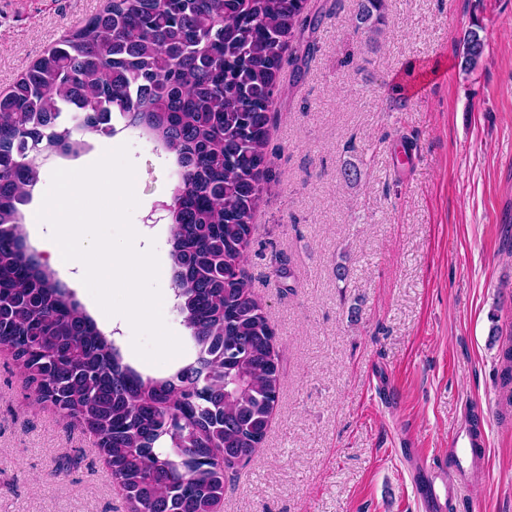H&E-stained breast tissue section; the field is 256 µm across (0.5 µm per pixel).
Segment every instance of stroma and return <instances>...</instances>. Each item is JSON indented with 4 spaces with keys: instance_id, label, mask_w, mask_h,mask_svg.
I'll list each match as a JSON object with an SVG mask.
<instances>
[{
    "instance_id": "1",
    "label": "stroma",
    "mask_w": 512,
    "mask_h": 512,
    "mask_svg": "<svg viewBox=\"0 0 512 512\" xmlns=\"http://www.w3.org/2000/svg\"><path fill=\"white\" fill-rule=\"evenodd\" d=\"M107 0H0V94ZM328 17L307 74H280L264 184L244 261L277 335L280 397L260 450L229 473L222 512H430L414 488L415 453L446 456L485 427L479 462L443 512H512V392L500 348L512 338V0H386L381 33L359 29L358 0H308ZM485 53L460 70L472 19ZM435 63L411 94L395 80ZM55 154L23 206L31 215L57 169L129 144L144 238L167 258L171 157L127 129L85 135ZM355 166L356 180L345 179ZM348 275L337 279V265ZM184 351L153 365L119 328L126 363L165 377L196 351L175 304L164 316ZM0 512H127L97 438L30 396L0 349Z\"/></svg>"
}]
</instances>
